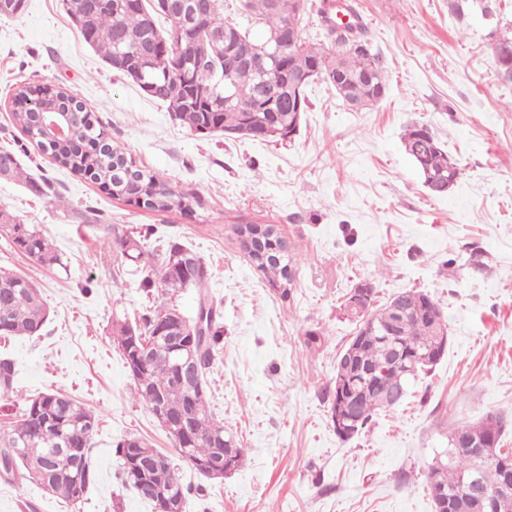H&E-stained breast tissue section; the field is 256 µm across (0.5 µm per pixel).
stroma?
Here are the masks:
<instances>
[{
  "mask_svg": "<svg viewBox=\"0 0 512 512\" xmlns=\"http://www.w3.org/2000/svg\"><path fill=\"white\" fill-rule=\"evenodd\" d=\"M387 67L388 94L353 111L314 81L293 139L200 137L171 119L81 38L61 0H27L0 16V150L23 133L12 121L19 85L69 92L136 163L195 197L193 211L128 204L28 145L20 163L53 191L31 194L0 178V210L39 228L63 264L45 267L0 236V269L25 275L51 316L40 335L0 339L15 365L13 397H73L95 411L97 481L78 505L36 485L0 478V512H154L121 480L117 442L136 434L177 461L190 491L185 512H434L425 475L448 435L487 414L504 419L512 448V81L494 47L512 31V0H351ZM427 125L463 174L445 194L425 187L401 135ZM237 224H272L297 259L292 296L281 300L239 250ZM174 239L208 266L205 289L170 302L194 315L207 293L224 336L207 379V401L244 450L221 479L181 460L141 402L113 323L154 303L139 269L111 250L113 232ZM484 261L477 271L470 255ZM378 303L423 291L448 323V348L396 408L358 437L341 440L324 390L355 332L342 304L361 283ZM319 339L310 344L308 332Z\"/></svg>",
  "mask_w": 512,
  "mask_h": 512,
  "instance_id": "stroma-1",
  "label": "stroma"
}]
</instances>
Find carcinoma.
I'll list each match as a JSON object with an SVG mask.
<instances>
[{
	"label": "carcinoma",
	"mask_w": 512,
	"mask_h": 512,
	"mask_svg": "<svg viewBox=\"0 0 512 512\" xmlns=\"http://www.w3.org/2000/svg\"><path fill=\"white\" fill-rule=\"evenodd\" d=\"M164 0H109L95 12L87 0H63V8L82 39L113 69L130 79L141 91L145 84L162 87L156 100L166 104L173 119L201 137L217 134L251 140L288 136L294 119L290 106L288 80L309 75L336 89L339 97L364 104L374 102L378 93L388 91L386 65L365 38L360 25L325 28L326 38L336 50L328 52L300 39L307 8H298V0H236L238 14L253 22L251 33L234 22L224 20V0H209L201 25L224 35L222 49L214 51L190 44L188 37H175L179 19L162 7ZM167 22L162 29L158 19ZM364 44L361 51L345 47L350 40ZM277 43L283 46L278 66L266 58H256L254 48ZM235 57L232 76L227 79L229 94L214 89L212 70L226 69L225 55ZM375 62L373 81L366 79L370 62ZM278 73L267 74L272 68ZM276 81L279 105L272 110L254 112L270 81ZM16 96L24 97L47 110L68 113L71 135L56 140L44 132L35 115L15 112L13 119L28 142L17 149L0 151V175L25 182L28 191L46 195L50 185L31 179L19 163V154L27 143L35 144L53 162L79 174L94 171V180L109 194H138L150 201L154 210L190 211L196 200L168 185L149 170L139 168L121 147L105 137L99 122L90 118L83 104L62 89L46 95L39 83L19 87ZM230 102H225L226 98ZM403 144L422 178L433 174L455 184L461 171L449 158L435 134L425 125H410ZM0 227L10 248L43 266L62 265L60 257L41 231L22 224L8 212L0 211ZM121 257L144 262L142 287L146 293L168 295L183 288L205 284L209 269L192 250L170 241L162 249L146 250L143 240L125 235L113 239ZM254 266L270 286L285 283L284 269L295 265L292 253L261 258L248 254ZM370 295L363 313L350 310L347 315L358 325L364 319L374 321L376 335L356 331L345 350L354 351L349 361L338 360L336 377L346 380V396L353 405L347 427L361 434L377 411L400 405L410 385L439 360L448 329L437 302L427 293L416 291L404 296L400 305L389 300L375 309ZM198 312L205 315V335L198 336L194 321L175 305L159 303L146 310L135 325L119 322L112 335L124 356L136 393L150 411L164 407L177 418L187 420L189 434L171 436L181 458L196 470L222 460L235 469L242 464L244 450L224 425L215 421L207 406V372L218 353L224 325L214 302L199 299ZM48 319V307L38 288L26 277L0 270V335L36 336ZM165 323L159 334L158 323ZM192 344L197 369L192 382L181 377L176 366L181 349ZM15 365L12 359H0V397L13 394ZM98 415L83 403L61 393L40 395L25 402L17 420L0 428V477L28 481L49 495L77 504L84 500L96 482L92 437L98 427ZM505 423L495 415L481 422L454 428L448 440V452L431 467L426 476L430 494L438 493L448 501V512H476L468 473L478 469V482L489 493L505 488L512 477V450L501 448ZM468 436L494 444V457L475 467L466 450L454 447V436ZM149 444L141 437L127 436L116 445L125 486L137 495L149 485L158 494L186 501V487L171 459L159 454L160 461L141 468L134 464L131 450Z\"/></svg>",
	"instance_id": "cac0c4a2"
}]
</instances>
